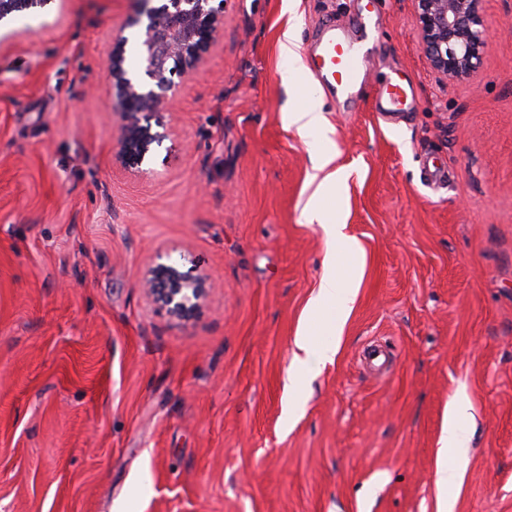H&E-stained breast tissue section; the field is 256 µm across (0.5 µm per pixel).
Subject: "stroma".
Listing matches in <instances>:
<instances>
[{
  "label": "stroma",
  "mask_w": 512,
  "mask_h": 512,
  "mask_svg": "<svg viewBox=\"0 0 512 512\" xmlns=\"http://www.w3.org/2000/svg\"><path fill=\"white\" fill-rule=\"evenodd\" d=\"M227 0L224 34L141 172L116 158L101 61L124 36L143 77L132 0H48L0 19V512H438L451 400L471 404L451 512H512V0H483V50L443 82L415 0ZM370 17L379 53L353 102L324 92L336 205L358 293L334 361L283 420L294 338L330 241L305 221L311 146L281 110L278 40ZM398 75L397 122L372 92ZM448 171L421 183L424 160ZM169 261L207 277L192 319L141 283ZM389 343L393 367L363 351Z\"/></svg>",
  "instance_id": "1"
}]
</instances>
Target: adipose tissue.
<instances>
[{
	"label": "adipose tissue",
	"instance_id": "obj_1",
	"mask_svg": "<svg viewBox=\"0 0 512 512\" xmlns=\"http://www.w3.org/2000/svg\"><path fill=\"white\" fill-rule=\"evenodd\" d=\"M281 118L286 127L296 129L300 136L315 135L319 138L321 147L312 158V171L308 180L312 193L304 214L307 223H317L323 227L332 244L324 260L317 293L309 305L311 314L326 313L325 328L331 339L327 342L316 341L306 329L296 336L295 366L288 375L286 393V410L291 413L295 410L304 377L319 365L333 361L336 355L337 345L333 338L340 335L356 295V288L350 278L337 274L336 263L340 254L358 253L360 247L353 238L345 234L343 223L329 220L328 212L322 205L328 191L340 188L348 178L346 171L336 165V148L331 138L332 129L324 114L322 96L317 92H310L303 107H285Z\"/></svg>",
	"mask_w": 512,
	"mask_h": 512
}]
</instances>
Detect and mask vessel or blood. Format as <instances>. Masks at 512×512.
<instances>
[{"label": "vessel or blood", "mask_w": 512, "mask_h": 512, "mask_svg": "<svg viewBox=\"0 0 512 512\" xmlns=\"http://www.w3.org/2000/svg\"><path fill=\"white\" fill-rule=\"evenodd\" d=\"M376 41L367 29L352 36L325 25L322 34L310 45L314 69L324 83L341 92L357 91L367 76V63L375 54ZM407 93L397 83H389L381 94L376 109L382 115L402 112Z\"/></svg>", "instance_id": "b4317fda"}]
</instances>
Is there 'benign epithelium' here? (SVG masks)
<instances>
[{"instance_id": "obj_1", "label": "benign epithelium", "mask_w": 512, "mask_h": 512, "mask_svg": "<svg viewBox=\"0 0 512 512\" xmlns=\"http://www.w3.org/2000/svg\"><path fill=\"white\" fill-rule=\"evenodd\" d=\"M134 0L148 19L142 41L150 88L129 77L124 67L125 40L118 39L105 67L111 84L113 109L122 121L117 156L130 169L141 167L150 144L151 118L173 112L168 92L183 84L210 52L224 30L225 0ZM423 51L443 81H454L473 71L484 42L481 0H416ZM47 0H0V20ZM144 293L175 318L195 314L208 293L207 278L181 271L174 264L150 267L142 283Z\"/></svg>"}]
</instances>
